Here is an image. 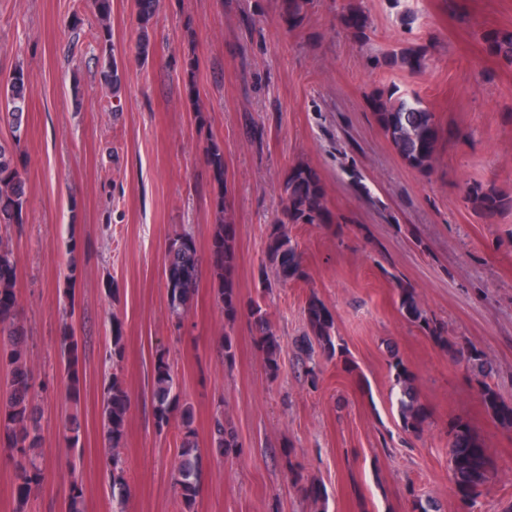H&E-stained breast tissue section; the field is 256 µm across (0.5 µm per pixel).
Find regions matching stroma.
<instances>
[{"label": "stroma", "instance_id": "35a3bbf8", "mask_svg": "<svg viewBox=\"0 0 512 512\" xmlns=\"http://www.w3.org/2000/svg\"><path fill=\"white\" fill-rule=\"evenodd\" d=\"M283 2L160 0L143 60L134 0H112L105 25L123 71L115 95L100 81L104 56L93 34L103 24L91 0H0V79L18 68L28 75L20 134L0 123V141L22 156L28 199L7 236L28 366L48 385L39 399L44 475L18 507L12 451L1 441L0 512H62L74 484L85 512H115L102 422L115 378L130 400L120 451L125 512H183L179 414L164 427L155 416L161 352L193 407L194 512H411L416 497L462 512L448 462L457 419L495 462L471 512H512V429L487 412L473 372L399 310L404 286L451 341L485 352L489 383L512 404V211L486 219L466 202L475 183L512 193V65L481 38L485 28L512 31V0H353L368 19L363 39L341 24L343 0H312L293 27ZM410 46L425 52L421 68L378 66ZM391 86L419 98L443 127L430 174L402 161L369 108L371 94ZM212 142L224 150L241 309L227 322L205 268L178 323L167 254L186 234L201 260L210 256ZM299 163L319 174L340 221L289 225L307 278L283 284L265 247L282 216V181ZM312 299L332 314L336 345L332 357L314 352V380L301 351ZM255 305L280 344L275 375L257 341ZM115 317L125 344L116 364ZM67 325L84 371L73 449L62 431ZM395 355L430 413L417 435L401 427ZM218 415L237 433L236 450L224 455L210 446ZM299 477L323 496L301 492Z\"/></svg>", "mask_w": 512, "mask_h": 512}]
</instances>
